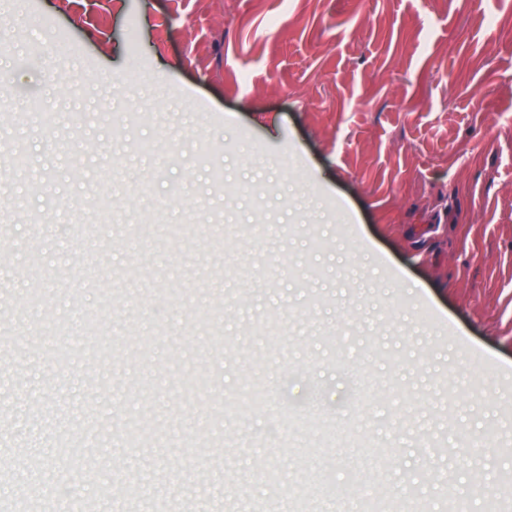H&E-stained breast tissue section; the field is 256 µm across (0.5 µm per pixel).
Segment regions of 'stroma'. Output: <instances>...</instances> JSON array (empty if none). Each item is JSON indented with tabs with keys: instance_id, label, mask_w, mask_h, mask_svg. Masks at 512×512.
<instances>
[{
	"instance_id": "stroma-1",
	"label": "stroma",
	"mask_w": 512,
	"mask_h": 512,
	"mask_svg": "<svg viewBox=\"0 0 512 512\" xmlns=\"http://www.w3.org/2000/svg\"><path fill=\"white\" fill-rule=\"evenodd\" d=\"M224 2L0 0V512H512V0ZM423 508L420 502L410 498L387 501L376 493L366 496L361 502L362 512H420Z\"/></svg>"
}]
</instances>
